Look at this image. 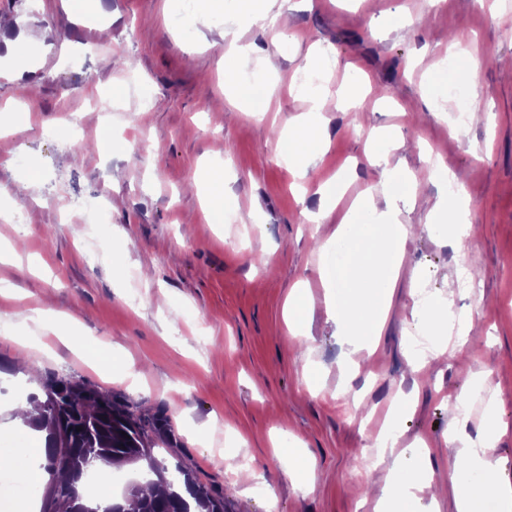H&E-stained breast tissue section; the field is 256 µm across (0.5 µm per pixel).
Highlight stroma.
I'll return each mask as SVG.
<instances>
[{
	"mask_svg": "<svg viewBox=\"0 0 512 512\" xmlns=\"http://www.w3.org/2000/svg\"><path fill=\"white\" fill-rule=\"evenodd\" d=\"M184 0H88L73 15L67 0H0V108L27 106L24 130L0 136V243L25 249L0 260V408L20 395L18 359L41 372L86 380L126 396L134 410L172 416L178 449H157L222 491L229 512H372L387 474L375 464L355 474L354 459L389 421L386 403L416 391L399 418L400 447L433 439L434 482L450 484L458 460L447 442L455 404L474 382L496 401L501 433L495 484H512V5L507 0H282L284 35L271 42L260 24L244 23L226 0L210 28L182 27ZM22 27L46 28L32 45L28 77L4 43ZM252 47L242 68L256 99L231 97L224 46ZM474 48L485 65L469 87L473 108L463 129L438 111L444 59ZM332 51L324 80L329 147L306 175V195L291 188L286 166L272 160L289 125L307 111L296 89L313 52ZM120 96L109 116L91 98ZM358 92L340 109L339 90ZM76 123L74 149L58 135ZM400 130L390 162L401 223L412 226L408 269L369 359L361 390L342 384L348 366L328 308L334 287L322 280L328 238L360 194L380 178L367 161L380 132ZM462 178L475 233L456 241L431 209L445 191L433 165ZM228 177L234 224L204 213L207 169ZM342 179L335 208L322 210L318 188ZM103 196V223L64 215L68 200ZM483 275L462 293V266ZM309 303L301 335L285 307L294 289ZM470 312L479 331L457 349L415 363L418 320L440 301ZM76 320L68 340L22 332L32 308ZM178 311L177 330L167 317ZM315 341L307 351L302 336ZM107 348L114 365L130 363L139 383L94 369L87 353ZM311 359L318 383L301 380ZM250 465L243 486L228 460ZM315 474L302 494L288 477L297 462Z\"/></svg>",
	"mask_w": 512,
	"mask_h": 512,
	"instance_id": "obj_1",
	"label": "stroma"
}]
</instances>
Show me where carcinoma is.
Instances as JSON below:
<instances>
[{
	"label": "carcinoma",
	"instance_id": "cac0c4a2",
	"mask_svg": "<svg viewBox=\"0 0 512 512\" xmlns=\"http://www.w3.org/2000/svg\"><path fill=\"white\" fill-rule=\"evenodd\" d=\"M42 390L43 400L27 395L37 404L38 416L26 425L47 430L40 467L53 480L45 488L43 512H227L224 495L194 478L183 464L171 470L153 455L156 448L177 446L164 413H137L121 395L55 373L45 375ZM141 461L145 469L120 493L130 508L104 507L85 495V481L99 467Z\"/></svg>",
	"mask_w": 512,
	"mask_h": 512
}]
</instances>
